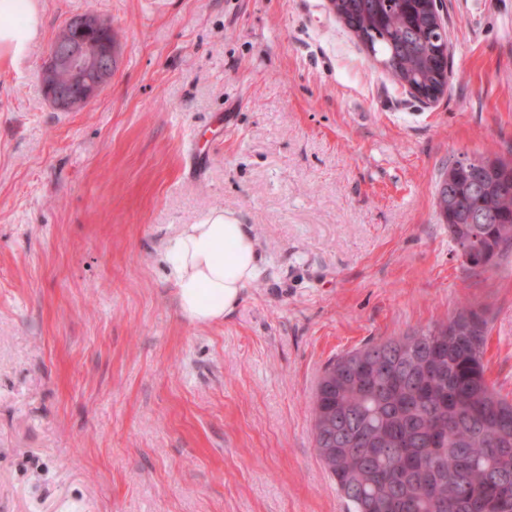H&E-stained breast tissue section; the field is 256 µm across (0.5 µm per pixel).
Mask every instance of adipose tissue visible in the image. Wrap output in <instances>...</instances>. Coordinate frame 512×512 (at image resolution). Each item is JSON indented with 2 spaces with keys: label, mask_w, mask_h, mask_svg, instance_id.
Returning <instances> with one entry per match:
<instances>
[{
  "label": "adipose tissue",
  "mask_w": 512,
  "mask_h": 512,
  "mask_svg": "<svg viewBox=\"0 0 512 512\" xmlns=\"http://www.w3.org/2000/svg\"><path fill=\"white\" fill-rule=\"evenodd\" d=\"M38 0H0V63L24 61L40 36ZM166 261L181 313L210 323L231 313L259 271V254L245 225L211 212L167 247Z\"/></svg>",
  "instance_id": "1"
}]
</instances>
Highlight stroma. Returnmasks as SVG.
<instances>
[{"instance_id":"35a3bbf8","label":"stroma","mask_w":512,"mask_h":512,"mask_svg":"<svg viewBox=\"0 0 512 512\" xmlns=\"http://www.w3.org/2000/svg\"><path fill=\"white\" fill-rule=\"evenodd\" d=\"M0 65V512H348L313 448L329 360L485 310L512 399V251L470 269L435 207L457 161L512 158V0H441L424 105L329 0H40ZM112 78L56 110L38 71L72 16ZM260 271L190 323L164 259L210 212Z\"/></svg>"}]
</instances>
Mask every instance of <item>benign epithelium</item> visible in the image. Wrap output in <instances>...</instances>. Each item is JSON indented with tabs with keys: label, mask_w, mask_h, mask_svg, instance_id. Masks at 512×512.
<instances>
[{
	"label": "benign epithelium",
	"mask_w": 512,
	"mask_h": 512,
	"mask_svg": "<svg viewBox=\"0 0 512 512\" xmlns=\"http://www.w3.org/2000/svg\"><path fill=\"white\" fill-rule=\"evenodd\" d=\"M115 42L112 27L93 14H82L68 22L66 35L53 41L39 70L47 98L59 110L95 99L112 78ZM68 72L79 77V85H61L57 77Z\"/></svg>",
	"instance_id": "7a95c632"
}]
</instances>
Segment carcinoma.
<instances>
[{
	"label": "carcinoma",
	"mask_w": 512,
	"mask_h": 512,
	"mask_svg": "<svg viewBox=\"0 0 512 512\" xmlns=\"http://www.w3.org/2000/svg\"><path fill=\"white\" fill-rule=\"evenodd\" d=\"M435 0H338L337 17L399 84H426L448 66L431 24ZM435 205L470 267L498 265L512 249V170L496 159L462 165ZM488 320L462 308L438 326L387 338L331 360L312 407L316 452L351 512H512V401L486 375ZM446 372L423 380L420 359ZM381 356L392 378L354 368ZM447 432L448 443L433 438Z\"/></svg>",
	"instance_id": "carcinoma-1"
}]
</instances>
